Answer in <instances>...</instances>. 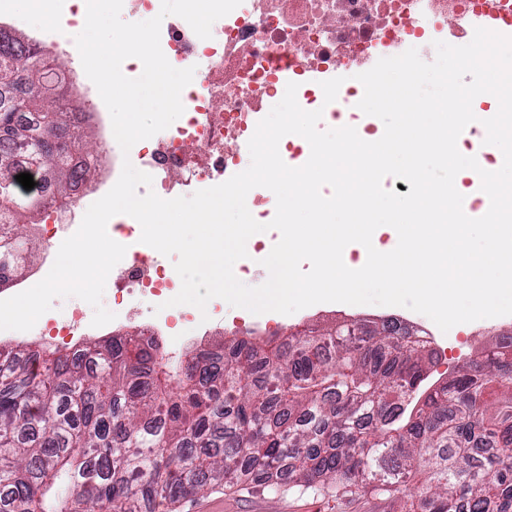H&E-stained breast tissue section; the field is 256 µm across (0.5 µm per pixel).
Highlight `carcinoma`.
<instances>
[{
    "label": "carcinoma",
    "instance_id": "1",
    "mask_svg": "<svg viewBox=\"0 0 512 512\" xmlns=\"http://www.w3.org/2000/svg\"><path fill=\"white\" fill-rule=\"evenodd\" d=\"M45 53L0 28V158L37 168L59 205L94 171L92 135L54 144L69 113ZM43 195L0 180V288L35 258ZM434 351L350 322L200 350L111 336L72 352L0 345V512H175L244 477L336 498L425 489L401 512H512V338L423 386Z\"/></svg>",
    "mask_w": 512,
    "mask_h": 512
}]
</instances>
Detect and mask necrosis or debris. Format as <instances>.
<instances>
[{
    "mask_svg": "<svg viewBox=\"0 0 512 512\" xmlns=\"http://www.w3.org/2000/svg\"><path fill=\"white\" fill-rule=\"evenodd\" d=\"M490 10L512 16V0H243L213 24L208 39L167 16L160 35L165 56L196 72L182 92L178 123L136 143L130 157L152 175V188L164 199L194 183L220 184L249 167L248 156L231 145L252 137L287 83L316 93L336 73L364 70L411 47L433 61L434 41L470 39ZM116 229L126 253L110 291L114 324L130 322L134 333L151 339L161 335L160 321L128 313L129 301L173 296L179 276L151 258L136 220H120Z\"/></svg>",
    "mask_w": 512,
    "mask_h": 512,
    "instance_id": "obj_1",
    "label": "necrosis or debris"
}]
</instances>
